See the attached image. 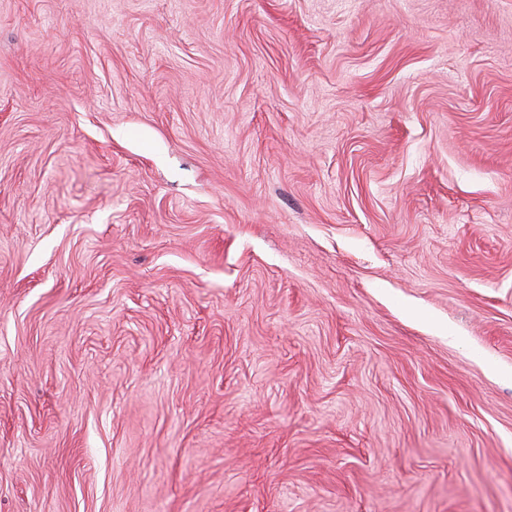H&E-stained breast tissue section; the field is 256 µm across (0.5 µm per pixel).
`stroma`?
I'll return each instance as SVG.
<instances>
[{"instance_id":"stroma-1","label":"stroma","mask_w":512,"mask_h":512,"mask_svg":"<svg viewBox=\"0 0 512 512\" xmlns=\"http://www.w3.org/2000/svg\"><path fill=\"white\" fill-rule=\"evenodd\" d=\"M0 512H512V0H0Z\"/></svg>"}]
</instances>
